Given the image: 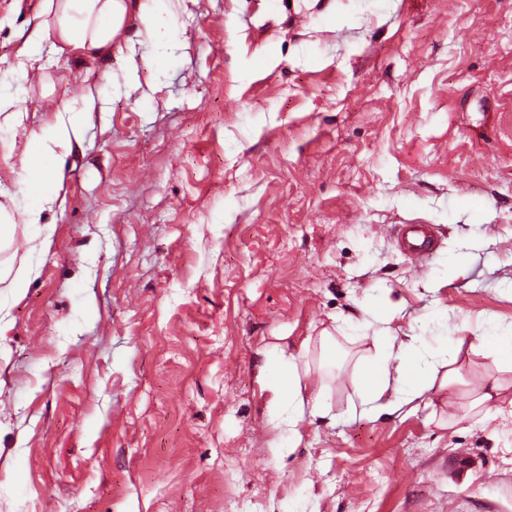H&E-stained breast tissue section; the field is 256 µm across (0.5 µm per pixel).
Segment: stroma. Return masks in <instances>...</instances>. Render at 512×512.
I'll return each mask as SVG.
<instances>
[{"label": "stroma", "instance_id": "stroma-1", "mask_svg": "<svg viewBox=\"0 0 512 512\" xmlns=\"http://www.w3.org/2000/svg\"><path fill=\"white\" fill-rule=\"evenodd\" d=\"M41 7L0 0L15 215L30 142L97 106L44 224L15 225L40 246L0 290V512H512V371L469 348L512 325V0H175L136 90L30 43ZM383 328L459 349V381L354 412ZM281 334L330 408L293 445L257 381ZM482 379L504 390L473 415ZM397 239L400 247L418 260L427 258L434 246V235L429 224H402Z\"/></svg>", "mask_w": 512, "mask_h": 512}]
</instances>
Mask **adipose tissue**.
<instances>
[{
  "instance_id": "1",
  "label": "adipose tissue",
  "mask_w": 512,
  "mask_h": 512,
  "mask_svg": "<svg viewBox=\"0 0 512 512\" xmlns=\"http://www.w3.org/2000/svg\"><path fill=\"white\" fill-rule=\"evenodd\" d=\"M162 10L161 0H44L38 28L53 30L61 48L78 57L111 53L113 42L125 41L126 51L119 54L118 63L132 70L137 60L128 25L131 19H138L149 35H157ZM94 108V96H87L81 106L59 112L50 131L31 143L26 165L36 177L27 186L30 202L23 213L24 223H42L45 212L55 204L57 195L51 185L61 176L57 163L80 143L86 117ZM271 349L278 357L279 369L260 375L272 394L269 423L273 429L284 428L296 436L306 415H326L327 405L322 390L304 395L298 365L283 345L275 343ZM432 385L418 338L400 341L384 333L377 338L375 356L361 363L352 407L363 414L396 409L412 403Z\"/></svg>"
}]
</instances>
